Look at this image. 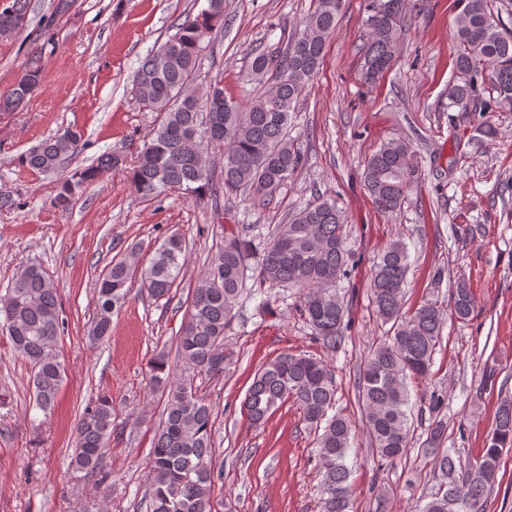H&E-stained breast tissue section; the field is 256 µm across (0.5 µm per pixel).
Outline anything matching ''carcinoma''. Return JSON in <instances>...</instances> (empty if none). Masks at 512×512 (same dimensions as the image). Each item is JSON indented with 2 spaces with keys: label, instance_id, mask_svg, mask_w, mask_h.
Returning <instances> with one entry per match:
<instances>
[{
  "label": "carcinoma",
  "instance_id": "cac0c4a2",
  "mask_svg": "<svg viewBox=\"0 0 512 512\" xmlns=\"http://www.w3.org/2000/svg\"><path fill=\"white\" fill-rule=\"evenodd\" d=\"M206 2L134 73L133 92L157 120L130 169V181L136 194L146 199L177 191L202 203L222 193L228 201L269 205L305 161L289 136L292 113L320 69L345 0H312L299 29L287 35L281 55L258 53L252 58V80L265 88L243 105L225 97L220 79L197 84L202 53L216 27L224 25L225 0ZM457 2L456 76L448 87V110L477 117L475 130L492 140L498 135L492 114L512 112V0ZM27 8V0H13L0 11L1 38L20 31L19 23L28 21ZM366 10L361 71L364 82L372 84L401 52L406 0H367ZM39 72L34 59L9 95L0 98V111L29 95ZM80 142V132L67 128L18 158L32 170L60 174L55 203L62 209L70 206L78 189L118 166V158L105 154L88 167L62 173L64 160L78 152ZM216 156L221 164L219 185L212 162ZM415 179L412 146L401 137L383 142L366 161L365 186L383 213L401 208ZM345 228L336 202L323 199L265 234L254 224L224 229L222 244L206 258L188 298L177 339L180 365L171 368L163 352L149 363L151 379L166 397V418L147 464V512H214L213 410L197 394L195 379L224 377V336L242 296H263L276 288L296 296L297 311L315 340L330 351L342 349L348 322L339 284L350 277L354 265ZM409 259L406 243L397 238L371 270V305L388 329L387 336L369 345L358 377L372 451L389 463L402 459L414 443L408 380L429 372L447 318L465 321L475 310L471 288L459 280L448 307L427 301L405 312ZM187 262L186 242L175 234L161 242L147 266L128 256L113 259L96 280L98 310L88 340L97 343L110 336L112 315L124 303L133 277L140 278L151 299L168 300ZM0 325L15 350L32 364L36 408L50 412L65 375L56 353L63 320L57 288L40 266L18 270L0 299ZM290 400L318 431L319 512H349L352 464L347 458L354 434L349 419L333 411L335 374L313 357L284 354L258 369L243 407L252 423L261 425ZM112 412L107 398L85 408L76 427L77 471L101 473ZM432 412L423 447L435 454L437 489L419 512H486L504 451L512 448V401L500 404L489 443L474 464L462 462L456 449L444 447L447 424L436 416V399Z\"/></svg>",
  "mask_w": 512,
  "mask_h": 512
}]
</instances>
